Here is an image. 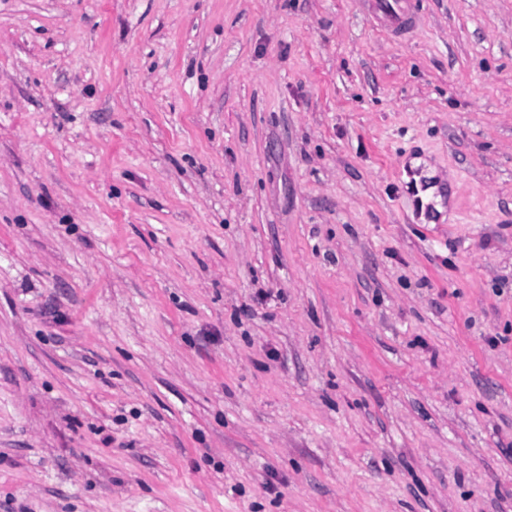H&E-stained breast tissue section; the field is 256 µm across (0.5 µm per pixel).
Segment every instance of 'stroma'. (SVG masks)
Masks as SVG:
<instances>
[{
	"mask_svg": "<svg viewBox=\"0 0 512 512\" xmlns=\"http://www.w3.org/2000/svg\"><path fill=\"white\" fill-rule=\"evenodd\" d=\"M369 5L0 0V512H512V0ZM410 0H375L373 17L389 22L388 30L396 37L407 35L414 28V17L410 10Z\"/></svg>",
	"mask_w": 512,
	"mask_h": 512,
	"instance_id": "stroma-1",
	"label": "stroma"
}]
</instances>
